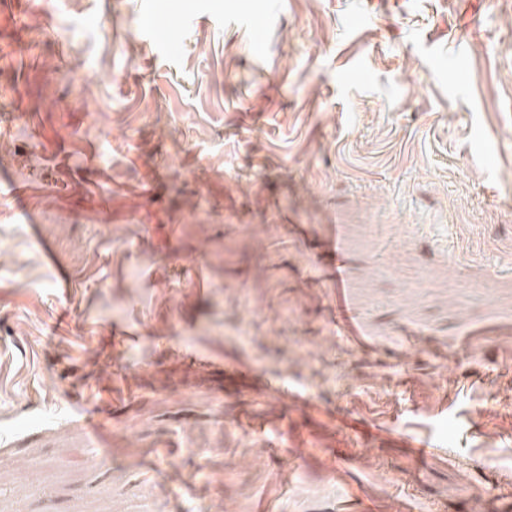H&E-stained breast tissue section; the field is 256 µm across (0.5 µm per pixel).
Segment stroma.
Here are the masks:
<instances>
[{"instance_id":"1","label":"stroma","mask_w":512,"mask_h":512,"mask_svg":"<svg viewBox=\"0 0 512 512\" xmlns=\"http://www.w3.org/2000/svg\"><path fill=\"white\" fill-rule=\"evenodd\" d=\"M0 179V512H512V0H0Z\"/></svg>"}]
</instances>
